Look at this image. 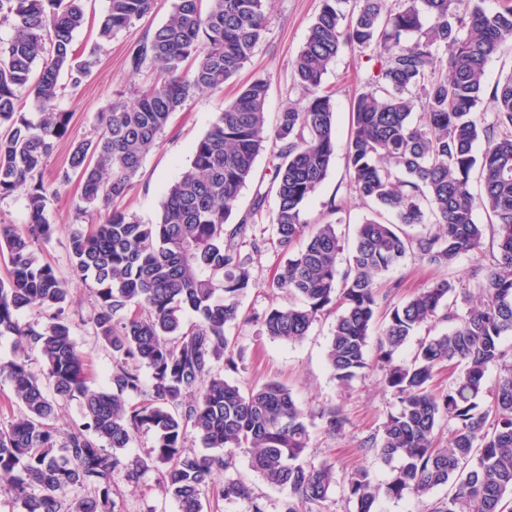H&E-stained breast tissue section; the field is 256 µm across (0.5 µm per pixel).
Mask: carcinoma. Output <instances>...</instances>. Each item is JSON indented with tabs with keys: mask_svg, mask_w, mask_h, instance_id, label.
Segmentation results:
<instances>
[{
	"mask_svg": "<svg viewBox=\"0 0 512 512\" xmlns=\"http://www.w3.org/2000/svg\"><path fill=\"white\" fill-rule=\"evenodd\" d=\"M484 0H322L305 42L292 61L293 88L306 99L287 105L269 124L270 82L243 85L167 190L159 220L143 224L119 208L173 113L197 92L219 89L255 55L267 34L265 0H178L166 23L146 33L129 52L134 73L154 66L159 77L118 99L101 118L95 138L72 145L69 165L51 184L41 174L70 114L60 109L70 89L98 64L92 50L79 60L73 34L85 23L82 0H0V18L13 34L0 41V197L24 195L27 222L0 229V253L9 268L0 279V336L35 349L42 376L19 355L0 362L17 413L0 428V490L21 512H115L114 473L136 480L165 466L162 487L180 512H204L202 491L224 474L220 494L266 512L251 488L227 475L233 451L245 449L251 469L278 487L282 512L322 504L336 485L333 470L304 460L310 441L305 409L288 387L271 380L246 391L224 379L235 368L229 329L239 320L241 297L256 287L250 270L249 226L268 216L285 260L274 278L287 304L256 317L272 339L302 340L322 315L336 311L327 362L345 384L366 368L375 315L385 297L379 277L417 256L448 267L481 248L478 209L494 219L498 256L473 278L480 299L461 314L449 303L457 285L447 278L386 309L378 337L384 383L400 407L366 451L397 462L384 489L369 472L347 478V502L373 512L379 492L390 498L425 495L453 483L439 512H506L512 504V365L504 368L489 407L480 408L486 372L505 357L501 337L512 334V74L492 91L491 112H476L485 93L488 63L512 54V0L488 11ZM153 0H110L97 37L110 41L141 20ZM370 49L377 71L352 104L344 145L349 188L364 202L419 224L414 235L366 219L356 232L350 269L339 275L343 246L332 223L308 224L302 213L336 156L332 95L323 78L345 49ZM28 90L34 112L24 111ZM484 143L475 155L477 142ZM273 144V176L258 184L251 207L228 219L251 180L259 154ZM479 169L481 194L470 190ZM78 177L84 209L112 207L101 224L71 238L74 269L95 284L93 334L112 353L111 387L87 384L85 361L68 316L70 289L42 262L35 244L54 227L47 204ZM275 208L266 211L269 195ZM41 311L44 321L20 323ZM193 316L187 321V316ZM448 332L418 343L407 365L394 355L431 322ZM150 372L148 398L140 369ZM447 367L448 388L432 389ZM77 400L80 427L55 425L59 402ZM324 430L341 432L346 418L335 407L320 413ZM448 422V446L434 431ZM203 447L184 448L188 433ZM151 434L147 458L124 462L140 434Z\"/></svg>",
	"mask_w": 512,
	"mask_h": 512,
	"instance_id": "1",
	"label": "carcinoma"
}]
</instances>
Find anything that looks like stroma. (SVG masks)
Wrapping results in <instances>:
<instances>
[{
	"mask_svg": "<svg viewBox=\"0 0 512 512\" xmlns=\"http://www.w3.org/2000/svg\"><path fill=\"white\" fill-rule=\"evenodd\" d=\"M177 0H155L149 14L129 29L119 32L111 41L97 43L96 23L108 9V0H86L87 22L74 35L77 51L97 48L99 64L85 78L76 92L63 96L60 106L69 112L70 122L65 136L57 140L43 170L44 182H52L58 169L67 166L74 142L88 139L98 132L100 116L114 100L131 98L134 89L142 86L147 73H132L125 65L128 51L148 31L165 23ZM320 9V0H268V33L265 42L249 62L224 88L204 91L190 99L183 111L175 113L156 148L146 157L133 187L123 201V208L142 223H155L167 188L180 176L192 156V147L210 128L216 115L232 100L237 88L255 78L270 82L267 101L269 114L280 112L288 100H300L293 90L290 64ZM377 61L371 50L347 49L337 58L324 77V85L332 93L336 119V143L344 145L350 129L351 102L364 91ZM342 201L343 208L335 214L337 233L344 245L338 256L339 270L349 266L348 247L355 229L364 219L378 217L385 224L394 223L392 214L375 213L373 205L354 200L349 192L344 154H337L315 194L306 204L303 218L315 223L326 217L330 200ZM107 209L85 210L81 187L71 182L61 187L48 203V218L55 226L50 240L40 246V258L51 264L73 293L70 305L72 331L83 353L91 387L108 386L112 373V355L93 337L91 281L80 277L70 263V238L73 233L88 230L90 225L106 220ZM250 238L261 249L251 255V271L257 282L241 299V312L257 316L282 303L280 291L272 286V275L281 254L273 245L272 227L268 223L252 225ZM496 244L492 233H485L479 251L461 256L453 265L438 268L416 257L383 274L380 283L387 289V300L401 304L438 279L454 280L458 287L475 289L471 273L474 267L488 265ZM332 319L313 324L308 335L297 343H284L261 333L257 323L232 328L235 341L234 369L225 370L224 377L243 386L277 380L287 385L303 403L310 416L311 440L305 459L316 465L326 464L336 474L331 499L325 502L326 512H347L345 480L351 470H368L374 484L384 485L390 467L374 453L365 451L364 442L378 433L388 415L394 413L398 399L382 382L378 368L363 373L346 384H339L326 363V349L332 336ZM339 408L347 419L340 433L324 432L319 413L326 407ZM160 471L144 472L138 483H128L123 474H116L118 493L116 512H179L177 503L162 492Z\"/></svg>",
	"mask_w": 512,
	"mask_h": 512,
	"instance_id": "35a3bbf8",
	"label": "stroma"
}]
</instances>
